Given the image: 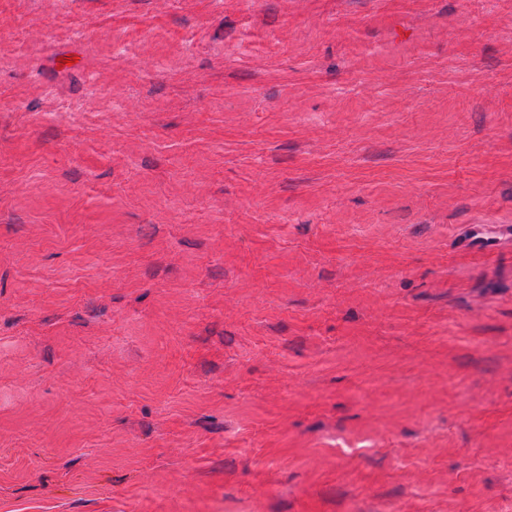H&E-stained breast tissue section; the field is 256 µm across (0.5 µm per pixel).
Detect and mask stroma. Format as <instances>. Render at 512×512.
Returning a JSON list of instances; mask_svg holds the SVG:
<instances>
[{
  "label": "stroma",
  "mask_w": 512,
  "mask_h": 512,
  "mask_svg": "<svg viewBox=\"0 0 512 512\" xmlns=\"http://www.w3.org/2000/svg\"><path fill=\"white\" fill-rule=\"evenodd\" d=\"M0 512H512L500 0H0Z\"/></svg>",
  "instance_id": "obj_1"
}]
</instances>
